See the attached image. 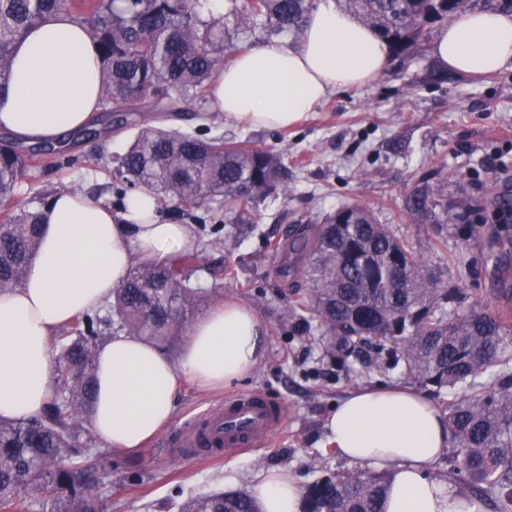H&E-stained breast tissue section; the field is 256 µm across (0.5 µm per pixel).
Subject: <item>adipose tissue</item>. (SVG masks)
<instances>
[{
	"instance_id": "obj_1",
	"label": "adipose tissue",
	"mask_w": 512,
	"mask_h": 512,
	"mask_svg": "<svg viewBox=\"0 0 512 512\" xmlns=\"http://www.w3.org/2000/svg\"><path fill=\"white\" fill-rule=\"evenodd\" d=\"M437 66L464 75L512 71V13L479 9L450 17L430 46ZM13 78L0 95V128L26 144L57 142L100 108L97 48L83 25L49 18L14 49ZM390 47L377 31L319 0L295 44L237 55L215 81L226 118L287 128L331 92L377 79ZM42 245L22 284L0 293V417L38 414L55 385L50 336L74 316L104 305L135 261L162 246L194 247L189 225L163 220L147 190L129 195L121 214L65 190L43 217ZM266 326L246 307L220 302L190 328L177 355L134 336L97 350L93 433L116 452H132L173 420L185 383L216 390L253 371ZM329 443L351 463L390 472L383 512H484L482 504L430 471L448 448V420L424 394L374 384L338 400L326 418ZM260 512H301L302 488L284 469L250 485Z\"/></svg>"
}]
</instances>
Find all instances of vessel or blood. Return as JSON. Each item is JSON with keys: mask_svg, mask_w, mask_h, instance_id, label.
I'll return each mask as SVG.
<instances>
[{"mask_svg": "<svg viewBox=\"0 0 512 512\" xmlns=\"http://www.w3.org/2000/svg\"><path fill=\"white\" fill-rule=\"evenodd\" d=\"M284 408L280 403L251 393L225 398L222 406L196 417L189 429L172 439L171 447L192 458L200 449L232 453L269 445L280 428Z\"/></svg>", "mask_w": 512, "mask_h": 512, "instance_id": "b4317fda", "label": "vessel or blood"}]
</instances>
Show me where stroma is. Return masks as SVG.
Here are the masks:
<instances>
[{
  "label": "stroma",
  "mask_w": 512,
  "mask_h": 512,
  "mask_svg": "<svg viewBox=\"0 0 512 512\" xmlns=\"http://www.w3.org/2000/svg\"><path fill=\"white\" fill-rule=\"evenodd\" d=\"M431 63L424 50L391 56L383 74L368 86L330 93L308 119L284 130L224 118L212 101L202 112L169 119L171 127L248 139L288 159L282 189L250 211L252 234L225 240L224 205L216 199L200 210L206 228L196 236L200 266L193 280L210 289L206 306L230 299L253 309L267 328L265 355L252 374L223 391L186 384L170 425L128 458L113 459L111 482L98 486L108 512H164L163 502L179 495L245 490L266 469L292 471L305 484L312 468L350 469V462L329 445L326 415L348 391L397 383L401 375L396 369L384 374L373 369L345 377L312 334L295 330L287 315L292 297L282 286L280 262L264 241L286 236L297 220L317 222L358 204L406 239L444 281L458 278L455 261L463 259L471 301L512 285V234L487 219L503 199L512 198V182L486 164L493 155L512 169V71L477 77L450 73L437 82L426 75ZM132 136L125 128L116 136L70 144L64 155L29 171L20 201L41 189H76L115 208L108 172ZM426 184L470 203L467 217L437 224L412 211L411 195ZM233 260L240 263L235 280L224 275ZM236 393H261L283 405L273 446L195 460L165 448L188 419ZM130 472L139 474V484L124 482Z\"/></svg>",
  "instance_id": "1"
}]
</instances>
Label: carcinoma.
I'll list each match as a JSON object with an SVG mask.
<instances>
[{"mask_svg": "<svg viewBox=\"0 0 512 512\" xmlns=\"http://www.w3.org/2000/svg\"><path fill=\"white\" fill-rule=\"evenodd\" d=\"M199 0H0V94L8 90L15 46L50 16L64 12L85 25L100 59L105 111L151 107L181 112L213 97L212 78L224 53V29L205 21ZM315 0H227L236 26L259 23L297 36ZM392 44L397 55L416 49L448 14L512 0H341ZM50 145L0 143V291L25 279L41 242L51 193L18 201L26 172ZM285 157L222 135L142 126L109 176L117 191L144 188L192 213L223 199L224 213L248 221L250 205L279 186ZM283 279L293 276L288 315L299 332L318 323L336 370L361 374L382 361L404 363L406 376L436 398L459 387L448 403L453 446L447 477L489 512H512V383L486 375L512 364V288L467 303L462 280L441 283L423 256L367 209L346 206L320 222L298 221L288 236L267 243ZM198 255L152 259L129 271L103 309L80 314L54 337L57 378L38 415L0 418V509L5 512H99L98 470L88 426L96 387V352L124 333L153 344L179 336L204 303L190 283ZM384 471L325 473L308 484L303 512H383ZM177 512H259L245 491L215 490L175 504Z\"/></svg>", "mask_w": 512, "mask_h": 512, "instance_id": "carcinoma-1", "label": "carcinoma"}]
</instances>
